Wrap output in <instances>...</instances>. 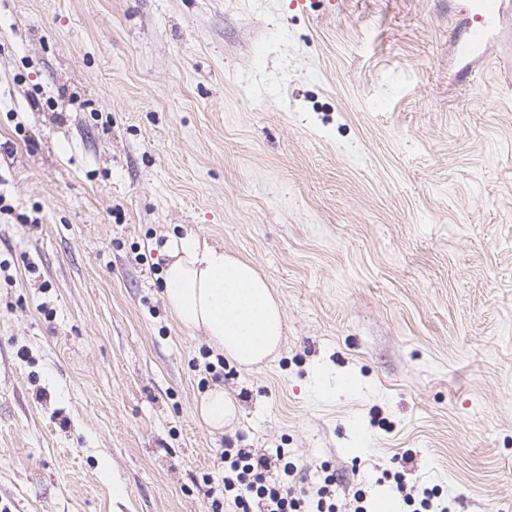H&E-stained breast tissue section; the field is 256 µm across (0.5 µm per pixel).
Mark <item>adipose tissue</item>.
<instances>
[{
	"instance_id": "ef3b65f1",
	"label": "adipose tissue",
	"mask_w": 512,
	"mask_h": 512,
	"mask_svg": "<svg viewBox=\"0 0 512 512\" xmlns=\"http://www.w3.org/2000/svg\"><path fill=\"white\" fill-rule=\"evenodd\" d=\"M158 252L165 260V303L184 328L243 367L278 349L282 309L251 262L200 244L190 233L169 236Z\"/></svg>"
}]
</instances>
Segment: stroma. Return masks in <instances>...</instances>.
<instances>
[{"label": "stroma", "mask_w": 512, "mask_h": 512, "mask_svg": "<svg viewBox=\"0 0 512 512\" xmlns=\"http://www.w3.org/2000/svg\"><path fill=\"white\" fill-rule=\"evenodd\" d=\"M448 0H0V512H209L227 447L336 508L512 512V53ZM250 261L274 358L163 298L170 234ZM222 386L223 431L198 414ZM509 11V0H469L465 25L453 37L454 52L463 58L483 57L494 36L497 23Z\"/></svg>", "instance_id": "obj_1"}]
</instances>
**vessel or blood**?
Returning <instances> with one entry per match:
<instances>
[{
    "mask_svg": "<svg viewBox=\"0 0 512 512\" xmlns=\"http://www.w3.org/2000/svg\"><path fill=\"white\" fill-rule=\"evenodd\" d=\"M511 12L512 0H469L465 25L453 37L454 52L464 58L483 57L497 23Z\"/></svg>",
    "mask_w": 512,
    "mask_h": 512,
    "instance_id": "1",
    "label": "vessel or blood"
}]
</instances>
